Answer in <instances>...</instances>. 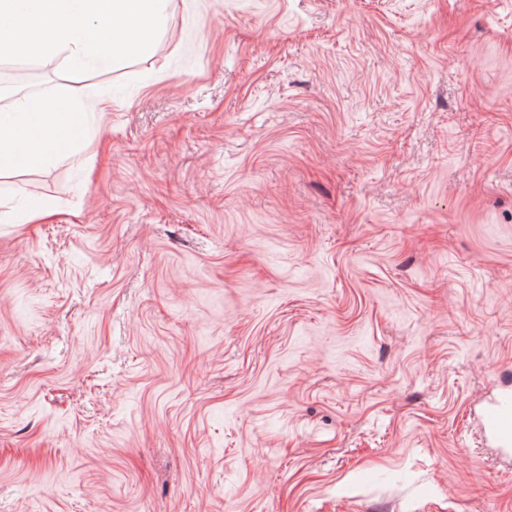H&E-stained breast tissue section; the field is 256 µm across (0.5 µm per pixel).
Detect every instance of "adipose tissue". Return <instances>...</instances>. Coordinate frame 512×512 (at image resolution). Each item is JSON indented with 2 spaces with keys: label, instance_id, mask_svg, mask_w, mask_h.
<instances>
[{
  "label": "adipose tissue",
  "instance_id": "ef3b65f1",
  "mask_svg": "<svg viewBox=\"0 0 512 512\" xmlns=\"http://www.w3.org/2000/svg\"><path fill=\"white\" fill-rule=\"evenodd\" d=\"M86 131L80 100L30 97L0 114V171L19 165L40 167L74 156Z\"/></svg>",
  "mask_w": 512,
  "mask_h": 512
}]
</instances>
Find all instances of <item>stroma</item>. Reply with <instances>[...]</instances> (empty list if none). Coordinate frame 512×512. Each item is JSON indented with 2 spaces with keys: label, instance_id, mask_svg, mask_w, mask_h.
Here are the masks:
<instances>
[{
  "label": "stroma",
  "instance_id": "1",
  "mask_svg": "<svg viewBox=\"0 0 512 512\" xmlns=\"http://www.w3.org/2000/svg\"><path fill=\"white\" fill-rule=\"evenodd\" d=\"M65 64L78 161L0 175V512H512V0H171ZM481 425L485 438L500 451L512 452V401L504 398L491 402L481 414Z\"/></svg>",
  "mask_w": 512,
  "mask_h": 512
}]
</instances>
